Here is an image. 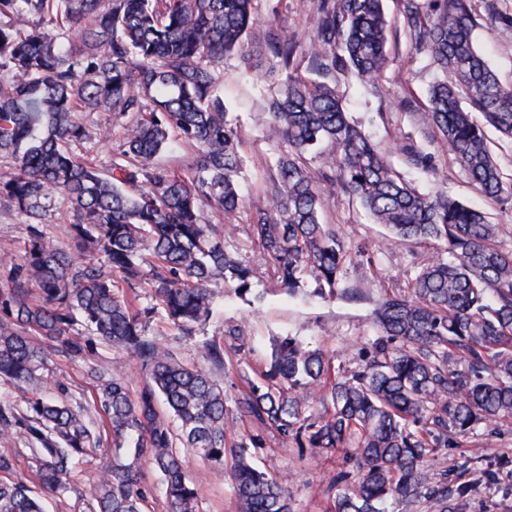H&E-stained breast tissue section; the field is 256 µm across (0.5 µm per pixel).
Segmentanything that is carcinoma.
Wrapping results in <instances>:
<instances>
[{
	"instance_id": "carcinoma-1",
	"label": "carcinoma",
	"mask_w": 512,
	"mask_h": 512,
	"mask_svg": "<svg viewBox=\"0 0 512 512\" xmlns=\"http://www.w3.org/2000/svg\"><path fill=\"white\" fill-rule=\"evenodd\" d=\"M403 18L443 74L425 122L481 196L512 205L485 132L512 140V87L477 48L467 0H428L426 11L405 0ZM254 23V0H0V206L26 224L22 244L0 245V383L13 389L0 404V439L23 441L40 486L63 497L73 469L110 434L112 464L92 512H147L143 461L161 476L167 512H199L188 451L220 476L232 456L240 512H291L294 477L255 467L257 440L238 431L224 386L154 328L199 335L218 286L256 297V269L226 249L239 229L244 159L215 77ZM391 28L382 0H321L309 72L350 71L376 87ZM267 48L285 78L262 119L288 150L248 232L277 288L327 298L343 286L348 252L321 219L338 188L388 229L387 244L434 240L448 256L376 305L381 339L360 370L335 376L322 350L277 336L239 410L314 457L341 451L355 461L357 477L340 471L327 488L330 512L424 500L468 512L476 487L425 461L480 424H512V252L496 245L512 229L442 192H418L350 121L336 86L298 72L288 33L268 36ZM98 111L123 127L106 162L85 147L102 132L81 113ZM174 136L193 154L184 168L161 160ZM322 144L332 175L307 162ZM55 224L68 225V243ZM94 338L136 361L145 375L137 394L124 366L89 357ZM49 348L87 361L92 400L61 381L54 398L37 392ZM197 348L224 365V341L203 337ZM13 470L14 456L1 452L0 512H45Z\"/></svg>"
}]
</instances>
